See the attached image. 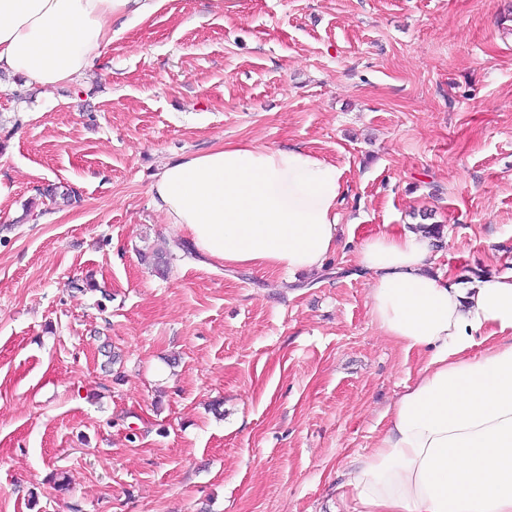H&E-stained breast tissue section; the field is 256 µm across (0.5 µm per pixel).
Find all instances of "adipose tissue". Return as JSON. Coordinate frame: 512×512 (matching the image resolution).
<instances>
[{"instance_id": "obj_1", "label": "adipose tissue", "mask_w": 512, "mask_h": 512, "mask_svg": "<svg viewBox=\"0 0 512 512\" xmlns=\"http://www.w3.org/2000/svg\"><path fill=\"white\" fill-rule=\"evenodd\" d=\"M165 0H0V73L50 95ZM343 172L300 147L225 142L163 164L152 203L206 258L292 277L336 251ZM417 224L361 239L382 336L427 355L337 484L347 512H512V271L458 282ZM498 334L479 347L482 330Z\"/></svg>"}]
</instances>
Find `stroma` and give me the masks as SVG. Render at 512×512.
<instances>
[{
  "label": "stroma",
  "mask_w": 512,
  "mask_h": 512,
  "mask_svg": "<svg viewBox=\"0 0 512 512\" xmlns=\"http://www.w3.org/2000/svg\"><path fill=\"white\" fill-rule=\"evenodd\" d=\"M243 140L342 170L322 273L186 255L152 206L162 163ZM0 179V512H335L426 359L357 242L427 213L435 268L512 269V0H166L52 100L0 75Z\"/></svg>",
  "instance_id": "1"
}]
</instances>
